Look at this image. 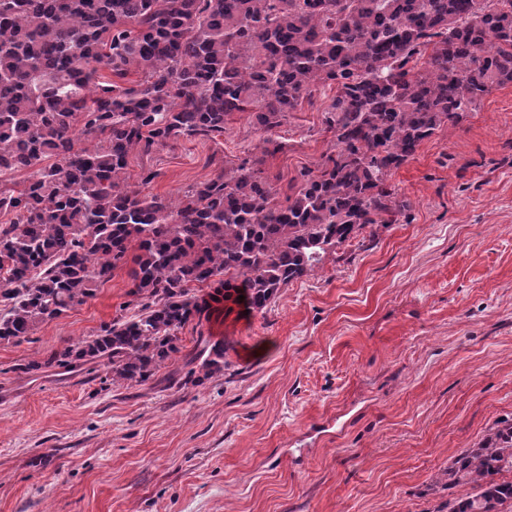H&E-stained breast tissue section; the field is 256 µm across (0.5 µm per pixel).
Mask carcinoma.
Wrapping results in <instances>:
<instances>
[{
	"mask_svg": "<svg viewBox=\"0 0 512 512\" xmlns=\"http://www.w3.org/2000/svg\"><path fill=\"white\" fill-rule=\"evenodd\" d=\"M425 60L423 69L416 66ZM121 88L95 77L107 69ZM336 86L333 150L285 202L258 158L222 168L173 205L127 182L129 156L180 136L224 133L233 112L269 132ZM512 86V0H0V341L93 295L127 263L137 313L54 352L25 373L97 360L114 382L144 383L204 312L190 288L224 275V298L262 311L289 283L373 224L410 210L388 183L442 126ZM47 157L58 164L40 167ZM224 367L211 345L186 382ZM512 420H500L443 476L478 489L448 512H512Z\"/></svg>",
	"mask_w": 512,
	"mask_h": 512,
	"instance_id": "1",
	"label": "carcinoma"
}]
</instances>
